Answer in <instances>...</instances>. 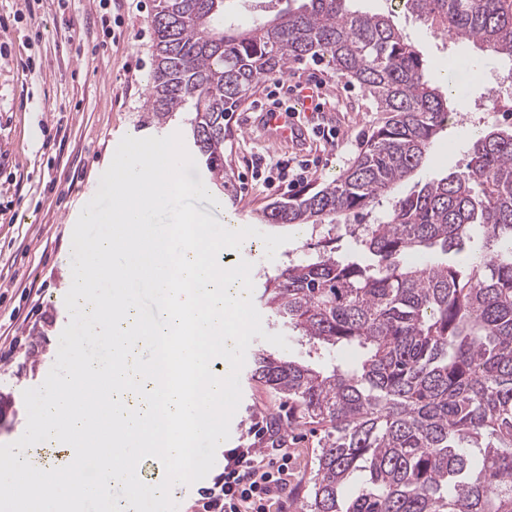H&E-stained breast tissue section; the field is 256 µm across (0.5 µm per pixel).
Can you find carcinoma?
Instances as JSON below:
<instances>
[{"label":"carcinoma","mask_w":512,"mask_h":512,"mask_svg":"<svg viewBox=\"0 0 512 512\" xmlns=\"http://www.w3.org/2000/svg\"><path fill=\"white\" fill-rule=\"evenodd\" d=\"M225 0H154L148 111L163 127L191 111L189 136L224 187L229 113L304 59L325 60L385 114L333 182L266 205L267 224L338 221L387 205L359 229L374 257L336 253L330 237L265 282L275 317L315 350L356 356L322 370L261 352L251 377L287 409L262 413L286 448L318 434L300 512H512V132L479 136L463 171L405 197L396 187L448 126L450 93L427 79L423 54L390 18L350 0H302L226 24ZM435 31L512 61V0H406ZM471 251L459 264L412 260L433 246Z\"/></svg>","instance_id":"obj_1"}]
</instances>
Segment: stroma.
Returning <instances> with one entry per match:
<instances>
[{
  "label": "stroma",
  "instance_id": "35a3bbf8",
  "mask_svg": "<svg viewBox=\"0 0 512 512\" xmlns=\"http://www.w3.org/2000/svg\"><path fill=\"white\" fill-rule=\"evenodd\" d=\"M19 12L17 0H0V333L20 343L0 361V397L9 404L0 416V444L25 431L23 392L39 387L56 361L59 336L70 322L64 298L72 279V233L83 207L96 194L102 174L120 140L186 133L180 112L164 129L149 123L145 102L154 69V0L123 15L121 25L104 29L99 0H31ZM351 9L389 16L428 60V78L442 83L449 61H464L454 83L455 102L473 106L503 59L468 43L452 42L405 11L399 0H352ZM288 76H315L325 84L326 104L316 123L339 132L336 145L306 134L279 149L257 124L255 108L265 102V82L233 112L224 140L227 186L224 207L196 201L198 211L223 225L253 226L257 236L224 252L225 267L252 265L255 290L288 260L308 253L324 237L309 225L261 223L258 213L283 199L284 192L252 181L251 172L266 158L316 159L321 188L353 162L379 121L358 85L336 77L327 65L311 60L290 63ZM512 126V110L477 115L470 124L448 125L433 140L427 161L397 189L404 196L425 183L465 169L474 140L488 127ZM288 234L275 258H267L262 234ZM242 398L225 445L237 447L260 412L278 407L262 383L240 373ZM291 454L297 471L290 479L284 512H297L318 453L317 438L295 434Z\"/></svg>",
  "mask_w": 512,
  "mask_h": 512
}]
</instances>
